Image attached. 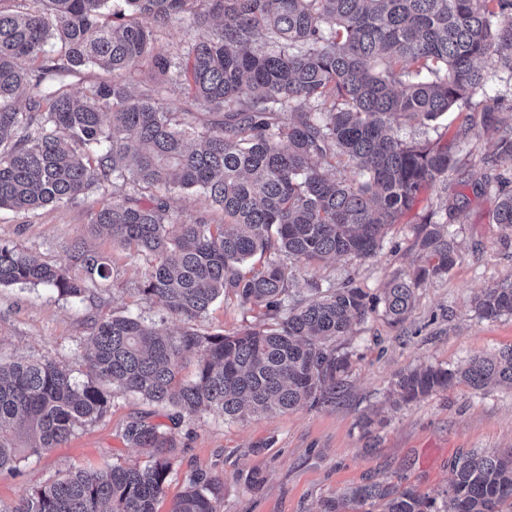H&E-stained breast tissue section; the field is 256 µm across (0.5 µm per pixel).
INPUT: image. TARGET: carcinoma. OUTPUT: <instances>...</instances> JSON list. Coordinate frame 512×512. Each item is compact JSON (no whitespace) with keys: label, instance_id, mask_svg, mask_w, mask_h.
I'll return each mask as SVG.
<instances>
[{"label":"carcinoma","instance_id":"cac0c4a2","mask_svg":"<svg viewBox=\"0 0 512 512\" xmlns=\"http://www.w3.org/2000/svg\"><path fill=\"white\" fill-rule=\"evenodd\" d=\"M0 10V208L29 212L76 201L95 184L199 190L224 213L198 224L112 186L92 217L117 244L148 262L138 289L183 318L170 331L141 315L95 323L86 380L53 362L0 361V473L59 447L101 418L111 397L133 394L175 410L236 419L273 415L336 394L349 355L336 338L376 304L395 321L414 289L460 259L432 210L415 227L422 262L393 276L383 297L347 282L289 303L283 259L308 263L370 256L388 227L438 184L471 173L439 140H405L403 127L457 113L464 134L491 122L475 101L496 57L512 76V0H16ZM179 22L199 31L179 56L157 34ZM149 63L159 86L179 87L215 116L197 131L129 77ZM86 66L110 78L77 97L66 78ZM34 84L25 98L20 90ZM496 159L512 162V117L498 122ZM494 221L512 230V191L500 190ZM274 258L261 269L256 254ZM62 268L0 245V285L32 284L79 298L112 276L110 260L75 247ZM263 310L264 323L232 335L192 322L218 299ZM485 319L512 315V276L475 298ZM460 379L474 389L512 387V348L475 357L455 372L429 366L399 375L395 402L409 404ZM123 439L150 451L145 467H74L0 512H158L178 440L171 427L132 418ZM444 501L394 484L366 483L324 502L381 512H512V452L471 454L454 465ZM223 483L193 475L169 512H221Z\"/></svg>","mask_w":512,"mask_h":512}]
</instances>
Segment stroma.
Instances as JSON below:
<instances>
[{"label":"stroma","instance_id":"35a3bbf8","mask_svg":"<svg viewBox=\"0 0 512 512\" xmlns=\"http://www.w3.org/2000/svg\"><path fill=\"white\" fill-rule=\"evenodd\" d=\"M483 67L487 80L478 102L494 116H508L512 82H506L493 61ZM400 134L409 140L438 138L466 145L472 180L446 190L463 198L466 206L438 215L454 233L460 260L447 275L416 289L405 322H392L379 306L337 340L340 351L350 356V369L332 401L272 416L228 419L205 413L182 423L177 430L180 452L158 512H168L194 473L221 479L222 512H320L322 502L361 483L388 481L434 495L447 489L459 455L512 451V389L475 390L457 382L408 405L388 400L393 383L408 369L429 364L453 369L473 356L512 347V315L484 319L473 304L477 293L512 275V232L492 218L498 192L475 187L486 171L483 158L495 152L494 131L465 138L459 120L451 118L435 130L406 127ZM446 191L422 193L390 228L376 254L295 262L288 266L291 282L301 288L314 281L329 288L351 279L369 294L381 295L394 273L418 265L414 226ZM111 199L112 188L106 185L92 187L76 202L50 204L29 214L0 209V243L39 261L66 265L72 243L80 238L88 249L107 256L113 267L112 282L89 285L77 299L43 285L0 286L1 361L49 360L79 367L92 324L111 315L162 318L169 330L181 328L180 318L166 314L159 301L138 294L147 269L143 260L114 247L108 236L89 233L91 217ZM261 318L260 309L220 300L195 327L228 334ZM141 413L156 423L168 421L166 410L129 395L115 397L102 418L79 428L61 447L27 456L15 472L0 474V504L16 505L26 493L76 466H145L147 450L122 438L126 423Z\"/></svg>","mask_w":512,"mask_h":512}]
</instances>
